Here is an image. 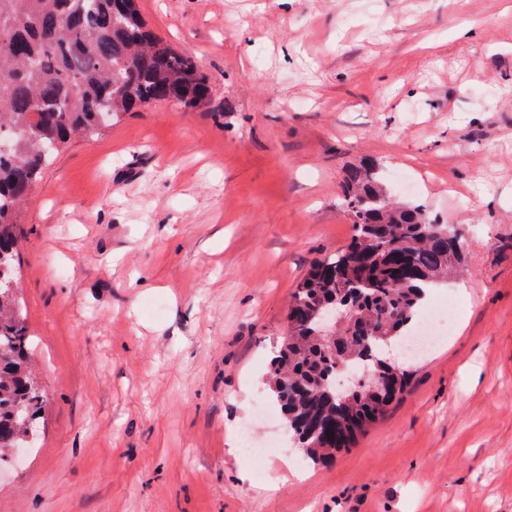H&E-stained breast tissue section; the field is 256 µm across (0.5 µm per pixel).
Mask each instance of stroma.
Listing matches in <instances>:
<instances>
[{
    "label": "stroma",
    "instance_id": "1",
    "mask_svg": "<svg viewBox=\"0 0 512 512\" xmlns=\"http://www.w3.org/2000/svg\"><path fill=\"white\" fill-rule=\"evenodd\" d=\"M139 8L207 96L73 139L19 214L44 404L0 512H512V0ZM366 158L461 231L468 270L434 292L461 309L386 415L297 477L258 407Z\"/></svg>",
    "mask_w": 512,
    "mask_h": 512
}]
</instances>
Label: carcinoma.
I'll return each mask as SVG.
<instances>
[{
	"mask_svg": "<svg viewBox=\"0 0 512 512\" xmlns=\"http://www.w3.org/2000/svg\"><path fill=\"white\" fill-rule=\"evenodd\" d=\"M204 79L184 54L147 29L138 0H0V457L27 448L25 421L43 399L31 368V336L18 304L17 216L62 145L153 102L193 107ZM350 243L316 260L288 308V336L271 360L268 382L288 430L310 464L355 444L407 388L409 374L378 358L381 344L409 335L427 290L463 260L454 228L423 208L396 201L376 168H354L343 186ZM336 305L345 320L328 338L318 317ZM368 370L388 379L390 395L342 396L336 377Z\"/></svg>",
	"mask_w": 512,
	"mask_h": 512,
	"instance_id": "1",
	"label": "carcinoma"
}]
</instances>
